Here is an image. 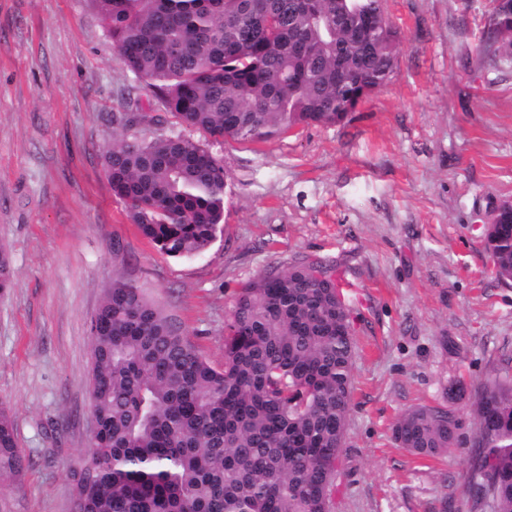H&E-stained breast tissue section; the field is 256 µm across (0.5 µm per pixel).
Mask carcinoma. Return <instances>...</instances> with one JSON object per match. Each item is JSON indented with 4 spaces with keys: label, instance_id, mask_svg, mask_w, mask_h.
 Returning <instances> with one entry per match:
<instances>
[{
    "label": "carcinoma",
    "instance_id": "obj_1",
    "mask_svg": "<svg viewBox=\"0 0 512 512\" xmlns=\"http://www.w3.org/2000/svg\"><path fill=\"white\" fill-rule=\"evenodd\" d=\"M128 71L158 109L212 137L260 142L343 123L395 74L400 37L383 0H90ZM512 45V0H495L482 35ZM103 151L112 192L161 253L205 251L224 223V166L199 142L144 138L136 102ZM495 276L512 281V210L484 228ZM14 272L0 249V291ZM90 405L99 431L76 483L78 512H330L351 406L357 345L331 267L301 263L240 288L216 368L138 288L112 284L90 323ZM482 443L467 490L485 512H512V370L477 401ZM443 406L405 411L399 447L436 458L457 447ZM28 461L0 407V486Z\"/></svg>",
    "mask_w": 512,
    "mask_h": 512
}]
</instances>
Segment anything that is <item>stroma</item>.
Returning a JSON list of instances; mask_svg holds the SVG:
<instances>
[{"label": "stroma", "mask_w": 512, "mask_h": 512, "mask_svg": "<svg viewBox=\"0 0 512 512\" xmlns=\"http://www.w3.org/2000/svg\"><path fill=\"white\" fill-rule=\"evenodd\" d=\"M492 8L387 0L395 76L343 124L207 140L226 173L224 222L206 251L174 259L130 222L102 158L125 96L149 107V84L88 0H0V246L15 272L0 293V403L30 460L0 512H71L91 435L89 325L113 281L219 368L238 290L311 260L340 276L358 346L331 512H482L466 490L476 399L512 357V284L483 234L512 202V46L481 49ZM446 403L461 451L397 445L402 413Z\"/></svg>", "instance_id": "1"}]
</instances>
